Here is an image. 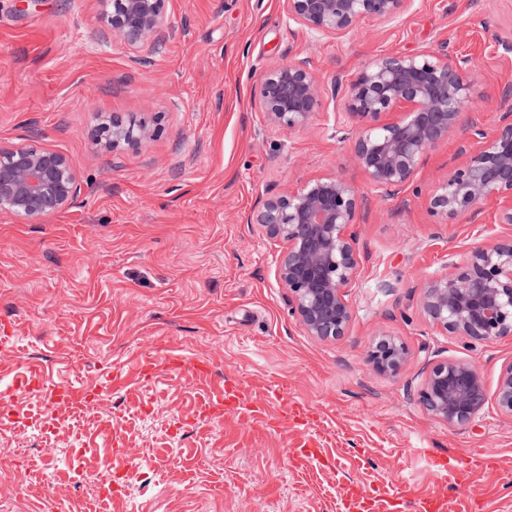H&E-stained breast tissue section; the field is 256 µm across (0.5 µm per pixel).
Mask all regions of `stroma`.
<instances>
[{
    "label": "stroma",
    "mask_w": 512,
    "mask_h": 512,
    "mask_svg": "<svg viewBox=\"0 0 512 512\" xmlns=\"http://www.w3.org/2000/svg\"><path fill=\"white\" fill-rule=\"evenodd\" d=\"M172 33L133 49L102 22L100 0H0V144L63 153L80 192L40 224L0 217V433L31 476L0 465V512H512V418L493 404L451 427L411 396L431 362L479 364L487 389L512 337L470 345L433 328L426 279L472 247L512 237L488 202L478 223H432L425 197L371 192L327 101L302 132L268 127L254 102L265 70L311 57L324 81L378 55L449 42L469 56V117L493 126L512 103V0H413L392 22L341 38L290 26L281 0H165ZM118 118L133 131L94 141ZM462 134L432 149L419 185L460 161ZM331 172L365 195L363 258L345 336L307 335L275 276L281 240L248 223L289 186ZM405 343L396 377L367 362L377 327ZM252 400L297 402L313 419L281 430L247 410L216 411L225 382ZM496 456L468 489L442 485L429 458ZM112 476L88 499L82 477Z\"/></svg>",
    "instance_id": "35a3bbf8"
}]
</instances>
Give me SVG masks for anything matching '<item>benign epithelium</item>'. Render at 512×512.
I'll return each mask as SVG.
<instances>
[{"label":"benign epithelium","mask_w":512,"mask_h":512,"mask_svg":"<svg viewBox=\"0 0 512 512\" xmlns=\"http://www.w3.org/2000/svg\"><path fill=\"white\" fill-rule=\"evenodd\" d=\"M165 0H112L105 25L132 49L159 44L169 30ZM411 0H283L288 23L313 36H341L365 21H392ZM471 58L449 43L439 48L381 55L349 78L324 84L307 57L266 70L256 97L265 123L290 131L307 128L326 101H336V130L353 139V160L373 189L395 196L407 188L429 150L461 126L476 89L468 79ZM467 124L459 154L464 161L429 191L434 224L477 223L483 205L500 200L496 223L512 224V109L498 113L493 129ZM80 191L78 176L59 152L0 146V214L40 224L65 212ZM364 205L358 190L334 174L308 179L266 198L249 216L285 243L276 276L288 290L293 316L310 336L345 335L352 319L347 289L355 284L362 257L353 231ZM421 308L431 325L468 343L487 344L512 335V238L480 244L466 261L423 287ZM408 357L406 345L386 334L368 360L395 376ZM419 403L450 426L471 423L488 400L512 417V362L504 366L493 393L469 361L431 363L417 390Z\"/></svg>","instance_id":"benign-epithelium-1"}]
</instances>
